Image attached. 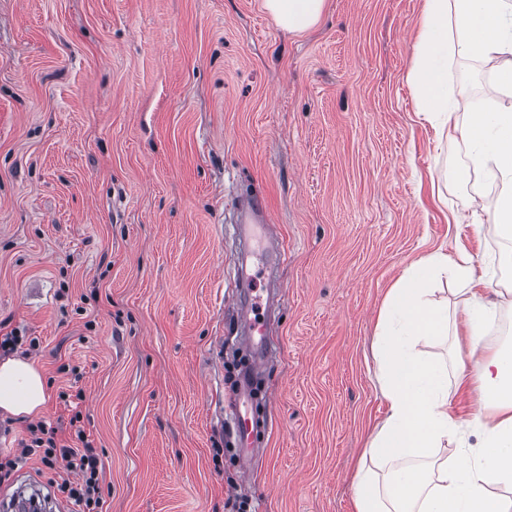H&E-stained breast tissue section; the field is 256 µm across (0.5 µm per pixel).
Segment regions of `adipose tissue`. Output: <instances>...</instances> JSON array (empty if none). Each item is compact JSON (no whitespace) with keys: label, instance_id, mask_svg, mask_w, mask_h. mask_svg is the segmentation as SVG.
<instances>
[{"label":"adipose tissue","instance_id":"1","mask_svg":"<svg viewBox=\"0 0 512 512\" xmlns=\"http://www.w3.org/2000/svg\"><path fill=\"white\" fill-rule=\"evenodd\" d=\"M326 0H263L282 29L306 32L320 20ZM415 54L408 74L419 101V121L438 136L458 142L474 172L502 184L490 216L473 210L467 224L512 242V106L487 111L466 89L448 84L451 58L495 62L498 91L512 99V0H424ZM466 110L465 123L454 121ZM477 259L466 249L455 255L434 250L404 270L389 289L376 324V351L387 415L365 449L390 462L386 484L365 466L354 483L355 512H512V501L496 495L512 488V349H491L489 316L512 305V281L477 275ZM450 276L461 288L459 307L436 300V286ZM454 336L466 352L447 367L424 357L420 343ZM478 387L471 419L454 410L450 391ZM44 377L20 357L0 360V411L18 417L47 403ZM480 431L477 453L439 460L440 448L462 441L465 427Z\"/></svg>","mask_w":512,"mask_h":512}]
</instances>
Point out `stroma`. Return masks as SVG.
<instances>
[{
    "label": "stroma",
    "mask_w": 512,
    "mask_h": 512,
    "mask_svg": "<svg viewBox=\"0 0 512 512\" xmlns=\"http://www.w3.org/2000/svg\"><path fill=\"white\" fill-rule=\"evenodd\" d=\"M423 0H327L293 35L262 0H0V331L45 375L31 417L0 414V457L30 428L103 463V512H355L356 464L382 424L378 311L420 255L465 248L512 277V242L453 216L500 188L416 117L407 75ZM448 83L499 103L492 62ZM260 194L282 246L273 359L251 473L226 412L243 335L236 202ZM41 485L28 456L0 506Z\"/></svg>",
    "instance_id": "stroma-1"
}]
</instances>
